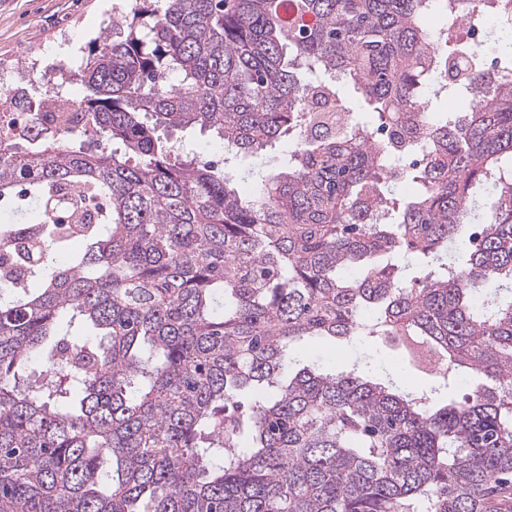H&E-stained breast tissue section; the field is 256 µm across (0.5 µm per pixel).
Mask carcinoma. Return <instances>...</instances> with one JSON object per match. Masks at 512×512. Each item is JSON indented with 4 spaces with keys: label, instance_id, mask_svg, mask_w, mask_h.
Masks as SVG:
<instances>
[{
    "label": "carcinoma",
    "instance_id": "1",
    "mask_svg": "<svg viewBox=\"0 0 512 512\" xmlns=\"http://www.w3.org/2000/svg\"><path fill=\"white\" fill-rule=\"evenodd\" d=\"M471 2L133 0L80 103L0 96V512H507L512 0L483 47ZM161 127L288 162L246 199ZM375 336L430 385L296 368Z\"/></svg>",
    "mask_w": 512,
    "mask_h": 512
}]
</instances>
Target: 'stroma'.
<instances>
[{
	"instance_id": "35a3bbf8",
	"label": "stroma",
	"mask_w": 512,
	"mask_h": 512,
	"mask_svg": "<svg viewBox=\"0 0 512 512\" xmlns=\"http://www.w3.org/2000/svg\"><path fill=\"white\" fill-rule=\"evenodd\" d=\"M103 0H0V75H18L35 81L55 75L62 64L56 47L71 40L79 45V57L105 28L111 27V11ZM301 364L329 370L358 369L370 379L395 375L415 389H425L428 375L409 364L400 341L363 339L349 344L316 342L298 354Z\"/></svg>"
}]
</instances>
